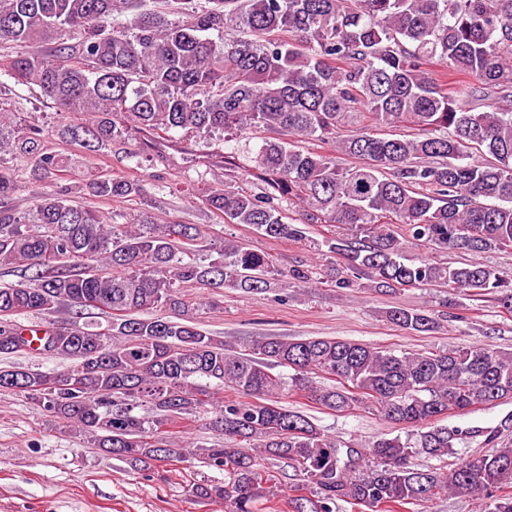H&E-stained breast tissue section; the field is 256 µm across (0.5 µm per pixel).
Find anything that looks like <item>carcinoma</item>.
I'll use <instances>...</instances> for the list:
<instances>
[{"mask_svg": "<svg viewBox=\"0 0 512 512\" xmlns=\"http://www.w3.org/2000/svg\"><path fill=\"white\" fill-rule=\"evenodd\" d=\"M3 42L46 49L0 55V265L32 272L0 285V358L45 351L67 365L1 367V391L24 393L136 468L202 459L224 482L200 480L192 493L226 512H259L278 497L281 482L261 473L264 460L301 477L284 502L293 512H336L338 501L398 512L444 488L477 497L481 512H512V441L447 474L411 463L419 453L451 454L462 437L493 444L512 428V419L489 430L435 424L511 400L512 352L398 355L280 336L226 348L197 325L201 307L216 306L226 288L263 291L282 278L315 288V269H278L230 239L222 259L205 264L193 224L114 223L77 198L119 201L144 194L143 184L107 173L62 182L69 158L49 149L43 127L21 121L13 101L15 86L37 87L61 117L60 138L92 153L135 134L153 146L176 134L258 136L256 149L227 152L224 165L260 192L213 187L202 200L208 211L274 240L307 241L312 224L340 225L321 242L345 263L339 288L496 292L512 312L508 273L411 258L405 246L512 253V0H152L149 9L144 0H0ZM487 100L492 110L478 111ZM402 124L412 133H386ZM315 140L356 163L342 167L306 147ZM18 162L49 186L25 218L12 206ZM63 306L78 318L96 310L107 325L47 328L36 347L34 327L15 320ZM385 317L415 333L440 327L425 309L391 307ZM296 390L331 411L374 405L424 431L414 443L336 440L281 404ZM145 405L150 415L135 413ZM200 418L221 439L181 447Z\"/></svg>", "mask_w": 512, "mask_h": 512, "instance_id": "cac0c4a2", "label": "carcinoma"}]
</instances>
